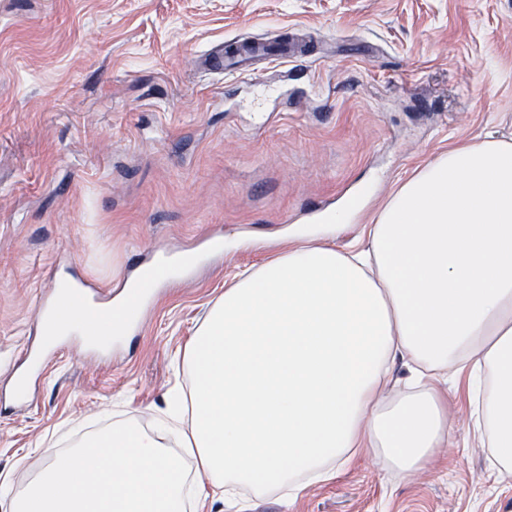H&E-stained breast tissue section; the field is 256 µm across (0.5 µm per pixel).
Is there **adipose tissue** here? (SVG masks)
I'll use <instances>...</instances> for the list:
<instances>
[{"label": "adipose tissue", "instance_id": "adipose-tissue-1", "mask_svg": "<svg viewBox=\"0 0 512 512\" xmlns=\"http://www.w3.org/2000/svg\"><path fill=\"white\" fill-rule=\"evenodd\" d=\"M321 230L239 273L185 351L192 379L153 430L116 425L45 462L23 490L0 482V512H185L197 498L171 441L183 442L214 495L241 488L293 501L359 453L403 474L435 462L448 418L432 392L389 407L376 394L395 356L454 369L471 417L512 473V138L448 149L392 193L368 250L319 242ZM110 310L62 282L44 336L104 340Z\"/></svg>", "mask_w": 512, "mask_h": 512}]
</instances>
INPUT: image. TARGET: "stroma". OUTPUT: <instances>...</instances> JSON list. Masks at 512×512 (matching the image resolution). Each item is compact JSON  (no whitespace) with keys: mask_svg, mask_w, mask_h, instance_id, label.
<instances>
[{"mask_svg":"<svg viewBox=\"0 0 512 512\" xmlns=\"http://www.w3.org/2000/svg\"><path fill=\"white\" fill-rule=\"evenodd\" d=\"M245 42L300 55L205 68ZM491 131L512 136V0H0V475L21 485L43 448L115 422L151 430L190 390L185 349L238 271L356 195L337 243L366 247L397 185ZM218 234L223 254L159 286L113 360L65 337L12 403L46 289L76 274L116 292L152 252ZM434 389L451 425L436 465L405 476L364 454L293 504L217 496L202 512H512L465 380Z\"/></svg>","mask_w":512,"mask_h":512,"instance_id":"1","label":"stroma"}]
</instances>
